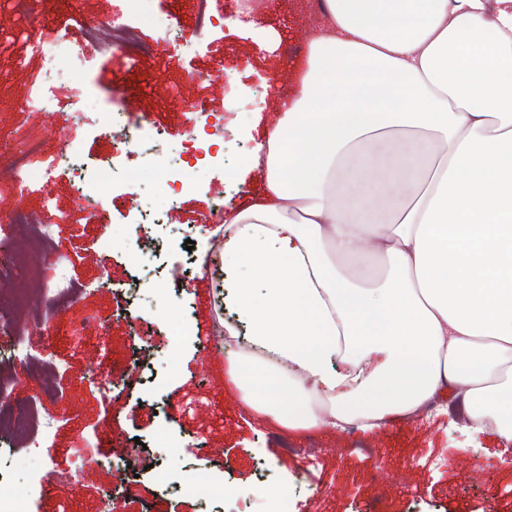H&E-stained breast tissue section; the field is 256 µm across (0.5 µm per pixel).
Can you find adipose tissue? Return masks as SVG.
I'll list each match as a JSON object with an SVG mask.
<instances>
[{
  "instance_id": "1",
  "label": "adipose tissue",
  "mask_w": 512,
  "mask_h": 512,
  "mask_svg": "<svg viewBox=\"0 0 512 512\" xmlns=\"http://www.w3.org/2000/svg\"><path fill=\"white\" fill-rule=\"evenodd\" d=\"M244 165L224 259L258 359L229 379L292 429L372 431L449 395L512 440V0H324ZM370 257L364 279L352 264Z\"/></svg>"
}]
</instances>
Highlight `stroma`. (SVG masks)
I'll return each mask as SVG.
<instances>
[{"mask_svg":"<svg viewBox=\"0 0 512 512\" xmlns=\"http://www.w3.org/2000/svg\"><path fill=\"white\" fill-rule=\"evenodd\" d=\"M115 8L114 0H34L21 14L13 0H0V140L16 144L39 135L43 165L67 138L87 167L111 157V139L71 113L20 106L43 65L29 51L33 37L75 28L82 19L106 21ZM212 8L235 23L208 34L197 52L157 46V31L145 27L143 41L156 46L151 55L111 51L59 87L63 100L84 95L101 112L135 103L175 148L185 137L187 101L200 99L223 113V162L196 171L195 187L178 196L165 223H136L118 180L100 189L106 221L93 224L68 178L22 197L0 179V234L27 246L23 225L7 221L20 204L41 213L53 235L33 271L0 276L6 288L37 291L64 276L80 289L49 316L34 318L31 343L52 355L54 368L9 362L11 344L0 342V380L16 398L36 399L49 426L45 448L0 434V477L16 485L38 481L48 454L58 471H79L78 480L37 491L29 512H512V442L490 429L464 430L458 412L433 406L371 433L292 430L257 414L228 383V365L241 350L211 338L234 313L224 303L231 281L256 275L226 264L215 273L202 268L209 239L221 233L206 219L215 192H223L229 213L258 194L260 172L242 174L240 164L253 134L273 127L276 89L303 65L310 32L294 0H262L249 13L236 0H212ZM146 239L157 255L136 260L130 247ZM174 265L189 271L179 286L165 274ZM137 358L145 365L136 371ZM283 438L296 454L284 452ZM139 441L157 462L147 471L126 469L135 485L129 495L113 485L115 453ZM357 441L372 448V464L351 453ZM170 445L177 455L164 454ZM197 478L207 481L208 493L192 489Z\"/></svg>","mask_w":512,"mask_h":512,"instance_id":"35a3bbf8","label":"stroma"}]
</instances>
